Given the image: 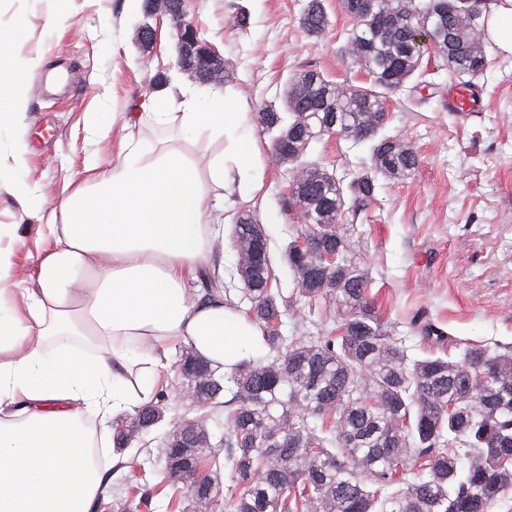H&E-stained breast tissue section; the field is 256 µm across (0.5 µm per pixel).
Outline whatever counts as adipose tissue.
I'll return each instance as SVG.
<instances>
[{"mask_svg": "<svg viewBox=\"0 0 512 512\" xmlns=\"http://www.w3.org/2000/svg\"><path fill=\"white\" fill-rule=\"evenodd\" d=\"M24 34L16 27L0 41V124L22 123L40 64L11 53ZM147 106L154 124L223 141V151L204 164L189 148L159 152L127 121L111 173L62 198L55 247L23 305L0 248V512H93L107 483L94 450L114 418L153 396L171 345L223 372L266 349L258 323L225 306L223 288L206 301L194 287L202 271L224 275L213 253L226 187L245 195L263 176L249 115L182 87L154 90Z\"/></svg>", "mask_w": 512, "mask_h": 512, "instance_id": "adipose-tissue-1", "label": "adipose tissue"}]
</instances>
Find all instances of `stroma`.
<instances>
[{
	"label": "stroma",
	"instance_id": "35a3bbf8",
	"mask_svg": "<svg viewBox=\"0 0 512 512\" xmlns=\"http://www.w3.org/2000/svg\"><path fill=\"white\" fill-rule=\"evenodd\" d=\"M307 0H187L202 38L236 69L224 95L244 101L249 113L281 104L288 79L304 69L320 71L340 89L366 87L370 78L350 54L352 20L340 0H324L329 26L307 37L300 16ZM247 30L233 28L237 12ZM151 26L155 37L142 47L137 32ZM25 27L19 56L41 55L42 69L64 64L68 86L31 89L22 168L0 166V224L18 227L12 245L18 275L30 278L54 240L49 225L61 223L56 209L78 183H94L115 159L124 120L151 91L156 76L191 85L175 65V37L168 17L128 16L122 0H0V28ZM489 66L479 82L486 109L466 123L444 105L454 76L430 59L433 86L420 94H391L386 131L420 157L414 174L379 179L377 200L355 222L365 245L363 263L385 322L400 339L408 360L429 355L461 360L468 345L497 351L512 346V57L488 48ZM108 130L102 139L87 131L91 119ZM254 148L264 165L260 186L235 196V213L253 214L269 242L273 287L290 291L294 273L283 258L302 222L290 199L293 171L276 162L271 137L253 127ZM364 148L340 136L311 142L309 159L336 177L360 172ZM27 183L46 201L25 215L7 185ZM442 331L436 342L426 327Z\"/></svg>",
	"mask_w": 512,
	"mask_h": 512
}]
</instances>
